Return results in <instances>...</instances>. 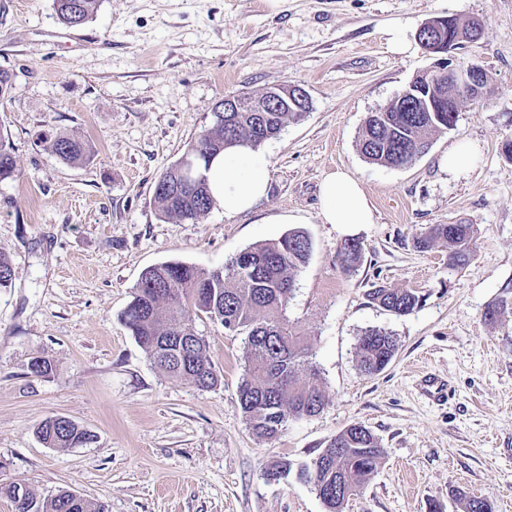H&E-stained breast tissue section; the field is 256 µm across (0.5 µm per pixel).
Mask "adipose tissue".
Listing matches in <instances>:
<instances>
[{"instance_id":"obj_1","label":"adipose tissue","mask_w":512,"mask_h":512,"mask_svg":"<svg viewBox=\"0 0 512 512\" xmlns=\"http://www.w3.org/2000/svg\"><path fill=\"white\" fill-rule=\"evenodd\" d=\"M205 176L214 204L225 214L237 215L266 198L271 163L255 148L234 146L211 160ZM319 217L325 224L372 223V207L361 182L343 170L326 174L320 184Z\"/></svg>"}]
</instances>
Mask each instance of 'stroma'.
<instances>
[{
  "mask_svg": "<svg viewBox=\"0 0 512 512\" xmlns=\"http://www.w3.org/2000/svg\"><path fill=\"white\" fill-rule=\"evenodd\" d=\"M439 16L476 20L477 41L456 57L486 68L489 92L465 102L457 122L410 166L375 164L359 151L368 114L389 103L434 59L416 40ZM402 30L412 51L389 50ZM13 76L0 132L16 175L0 181V253L13 265L0 289V487L36 495L76 492L109 512H324L296 475L270 482L269 461H309L359 423L384 458L344 512H463L470 497L512 512V0H100L70 28L53 0H0V70ZM291 83L311 106L262 143L268 195L253 211L212 209L195 222L160 215V174L213 127L224 98ZM66 132L91 148L89 163L60 161L46 140ZM474 143V167L452 174L442 159ZM344 169L362 183L371 224L322 223L319 185ZM434 224H470L467 265L448 250L423 251ZM291 229L313 250L295 276L287 316L303 330L327 403L268 441L248 429L237 396L243 336L195 319L220 380L209 390L147 358L120 315L148 266L182 261L211 270ZM363 246L356 273L339 249ZM410 288L414 312L370 302L373 285ZM393 334L398 351L364 375L365 330ZM41 356L49 376L31 373ZM449 382L426 397L425 374ZM61 415L95 442L48 448L36 437Z\"/></svg>",
  "mask_w": 512,
  "mask_h": 512,
  "instance_id": "35a3bbf8",
  "label": "stroma"
}]
</instances>
